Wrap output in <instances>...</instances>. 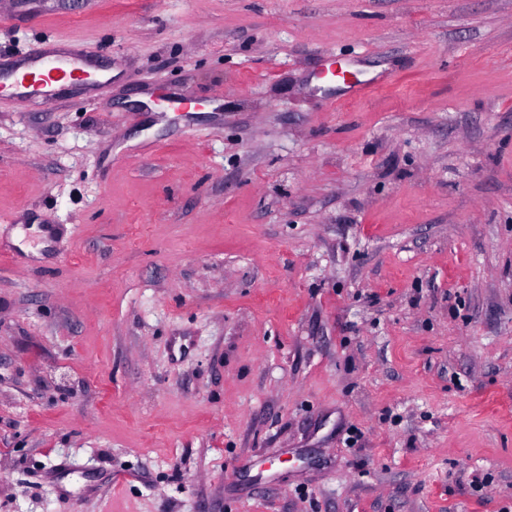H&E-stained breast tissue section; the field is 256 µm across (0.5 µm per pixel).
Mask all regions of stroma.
<instances>
[{
  "mask_svg": "<svg viewBox=\"0 0 512 512\" xmlns=\"http://www.w3.org/2000/svg\"><path fill=\"white\" fill-rule=\"evenodd\" d=\"M56 38L112 81L0 95V512H512V0H0Z\"/></svg>",
  "mask_w": 512,
  "mask_h": 512,
  "instance_id": "obj_1",
  "label": "stroma"
}]
</instances>
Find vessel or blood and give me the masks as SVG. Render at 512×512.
Segmentation results:
<instances>
[{
    "mask_svg": "<svg viewBox=\"0 0 512 512\" xmlns=\"http://www.w3.org/2000/svg\"><path fill=\"white\" fill-rule=\"evenodd\" d=\"M86 67L85 56L76 48L43 43L9 67L0 66V89L7 87L15 97L47 104L53 99L48 92L50 86L80 82Z\"/></svg>",
    "mask_w": 512,
    "mask_h": 512,
    "instance_id": "b4317fda",
    "label": "vessel or blood"
}]
</instances>
